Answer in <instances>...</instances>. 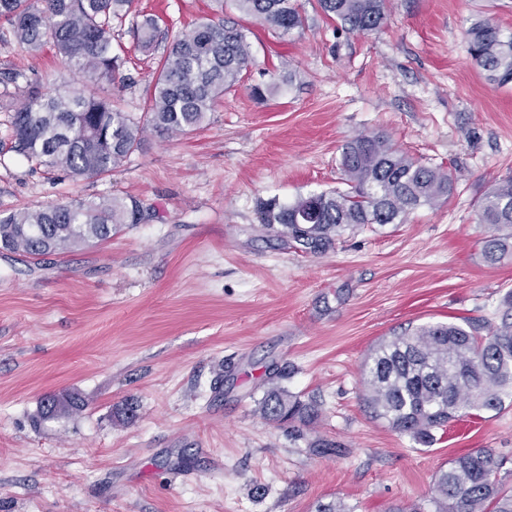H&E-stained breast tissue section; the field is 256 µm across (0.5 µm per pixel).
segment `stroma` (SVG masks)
<instances>
[{
    "label": "stroma",
    "instance_id": "1",
    "mask_svg": "<svg viewBox=\"0 0 512 512\" xmlns=\"http://www.w3.org/2000/svg\"><path fill=\"white\" fill-rule=\"evenodd\" d=\"M302 2L304 30L283 38L232 0H132L112 30L124 61L112 103L133 118L167 47L140 48L143 16L183 32L236 22L254 63L195 130L147 131L112 174L90 179L13 150L27 85L83 79L0 23V216L104 196L135 198L146 215L38 261L0 250V512H315L338 499L351 512H435L439 470L478 448L503 458L512 488V406L453 422L424 447L373 417L362 378L383 337L501 321L512 256L484 260L477 204L512 176V83L473 64L466 30L490 18L512 37V0H389L366 35ZM371 133L448 170L452 197L344 233L322 255L264 228L268 200L344 190L342 147ZM273 372L319 401L315 430L343 455L313 454L256 414ZM70 393L82 411L41 419L45 396ZM128 400L138 416L123 425L113 412Z\"/></svg>",
    "mask_w": 512,
    "mask_h": 512
}]
</instances>
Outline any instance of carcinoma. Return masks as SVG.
<instances>
[{
  "instance_id": "carcinoma-1",
  "label": "carcinoma",
  "mask_w": 512,
  "mask_h": 512,
  "mask_svg": "<svg viewBox=\"0 0 512 512\" xmlns=\"http://www.w3.org/2000/svg\"><path fill=\"white\" fill-rule=\"evenodd\" d=\"M237 9L273 27L282 36L300 32L305 18L300 0H234ZM131 0H0V20L30 53L52 44L63 64L91 83L120 87V58L112 53V25L122 23ZM327 17L349 32L368 34L387 20L388 0H317ZM158 22L147 17L138 30L141 49L152 50ZM473 63L499 84L512 82V38L501 37L490 18L466 30ZM245 30L232 23L200 22L184 33L173 31L165 55L148 87L143 122L112 107L110 100L83 89L56 93L28 87L25 102L11 121L16 150L47 170L75 178L110 175L140 146L146 128L185 134L205 119L224 92L237 85L252 64ZM340 175L346 192L299 197L288 205L263 206L261 221L307 254H323L348 229L369 224H402L423 206L452 196V176L404 154L380 134H363L344 144ZM139 202L112 196L72 201L0 218V249L38 259L52 253L106 241L125 224H139ZM478 220L491 229L484 257L494 263L512 249V177L495 183L478 205ZM509 313L482 335L472 325L437 323L379 344L365 363L366 401L374 416L394 431L429 447L434 431L461 416L498 412L512 402V292ZM48 416L83 408L77 396L49 395ZM257 412L296 432L311 430L319 405L267 382ZM309 448L338 456L342 445L321 437ZM503 460L490 448L453 458L436 476V512H512V492L499 479Z\"/></svg>"
}]
</instances>
